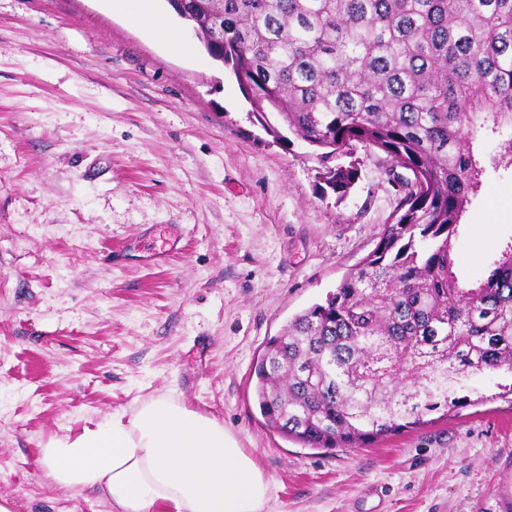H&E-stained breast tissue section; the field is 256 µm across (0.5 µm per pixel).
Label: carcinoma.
<instances>
[{"mask_svg": "<svg viewBox=\"0 0 512 512\" xmlns=\"http://www.w3.org/2000/svg\"><path fill=\"white\" fill-rule=\"evenodd\" d=\"M176 12L224 27L206 52L321 160L358 142L413 174L375 248L267 342L254 368L266 424L308 448H360L484 401L470 399L481 376L512 395V240L473 282L453 252L488 169L512 166V137L473 151L512 129V0H181Z\"/></svg>", "mask_w": 512, "mask_h": 512, "instance_id": "1", "label": "carcinoma"}]
</instances>
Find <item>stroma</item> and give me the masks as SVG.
<instances>
[{"label":"stroma","mask_w":512,"mask_h":512,"mask_svg":"<svg viewBox=\"0 0 512 512\" xmlns=\"http://www.w3.org/2000/svg\"><path fill=\"white\" fill-rule=\"evenodd\" d=\"M153 40L103 0H0V496L107 512L46 476L50 437L171 392L269 479L266 512H512V403L469 406L365 448L268 427L267 341L334 291L404 196L385 153L322 164L229 66ZM356 168L342 191L328 168ZM455 242L464 277L512 239V167ZM169 246L165 263L155 248Z\"/></svg>","instance_id":"35a3bbf8"}]
</instances>
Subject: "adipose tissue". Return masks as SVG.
I'll return each instance as SVG.
<instances>
[{
  "mask_svg": "<svg viewBox=\"0 0 512 512\" xmlns=\"http://www.w3.org/2000/svg\"><path fill=\"white\" fill-rule=\"evenodd\" d=\"M171 50L190 47L151 0H106ZM54 484L101 496L117 512H265L270 482L217 419L164 393L51 437L41 450Z\"/></svg>",
  "mask_w": 512,
  "mask_h": 512,
  "instance_id": "adipose-tissue-1",
  "label": "adipose tissue"
}]
</instances>
